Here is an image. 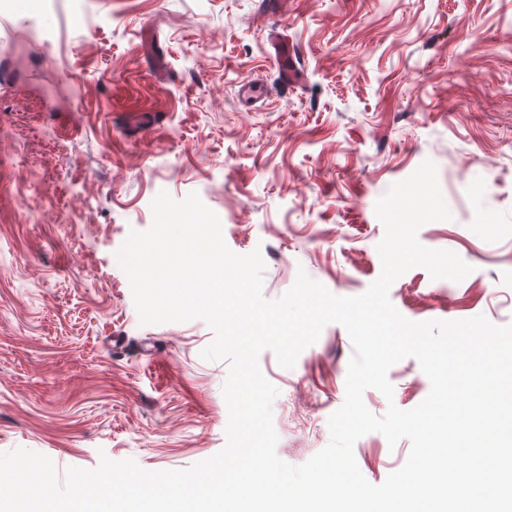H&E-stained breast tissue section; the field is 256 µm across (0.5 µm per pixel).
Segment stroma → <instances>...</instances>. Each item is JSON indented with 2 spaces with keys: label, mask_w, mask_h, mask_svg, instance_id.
I'll list each match as a JSON object with an SVG mask.
<instances>
[{
  "label": "stroma",
  "mask_w": 512,
  "mask_h": 512,
  "mask_svg": "<svg viewBox=\"0 0 512 512\" xmlns=\"http://www.w3.org/2000/svg\"><path fill=\"white\" fill-rule=\"evenodd\" d=\"M297 50L283 84L269 27ZM261 84L259 101L243 83ZM156 112L134 129L129 106ZM437 167L451 220L419 242L473 271L453 282L415 267L391 286L407 319L485 315L512 323V0H84L42 19L0 12V452L25 448L58 473L101 456L184 470L226 444L227 361H207L205 321L141 324L116 253L152 223L162 191L198 194L228 248L260 251L263 294L306 271L338 296L379 277L389 187ZM492 222L475 226L483 216ZM353 346L337 323L281 367L280 459L300 465L330 440ZM393 401L431 385L412 358L394 364ZM377 432L354 446L381 484L407 459Z\"/></svg>",
  "instance_id": "1"
}]
</instances>
